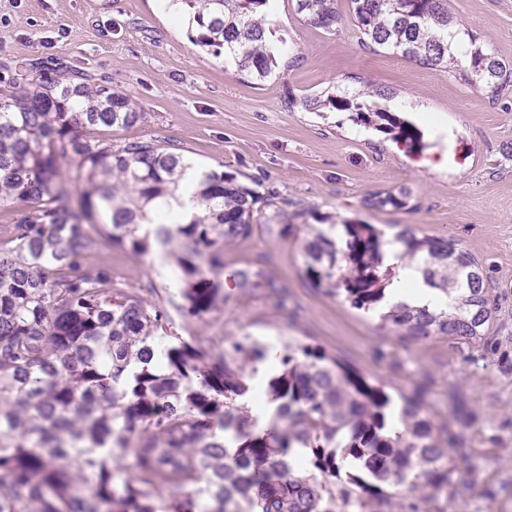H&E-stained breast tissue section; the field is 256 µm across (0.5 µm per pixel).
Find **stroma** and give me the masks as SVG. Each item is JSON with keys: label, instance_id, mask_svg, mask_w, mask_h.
Returning <instances> with one entry per match:
<instances>
[{"label": "stroma", "instance_id": "obj_1", "mask_svg": "<svg viewBox=\"0 0 512 512\" xmlns=\"http://www.w3.org/2000/svg\"><path fill=\"white\" fill-rule=\"evenodd\" d=\"M338 8L342 22L329 32L298 14L294 0H277L268 41L278 65L256 81L196 46L186 13L162 0H0V97L50 68L84 72L130 95L145 114L140 126L113 128V144L172 143L254 189L261 217L225 248L224 304L203 318L173 310L180 296L171 271L148 257L112 247L86 263L133 288L162 286L182 335L304 341L378 378L392 396L423 393L435 427L459 450L464 480L430 512H512V80L479 92L452 73L369 47L349 0ZM448 12L512 69V0H448ZM366 87L380 108L400 100L447 118L455 133L447 171L425 166L431 141L410 149L356 123L352 112L306 105ZM401 191L406 206L367 204ZM270 200L285 203L292 235L266 232ZM357 222L453 239L482 264L491 311L483 339L406 342L380 319L312 288L302 273L305 225ZM249 264L264 266L283 295L232 288L234 272Z\"/></svg>", "mask_w": 512, "mask_h": 512}]
</instances>
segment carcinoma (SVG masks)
I'll return each instance as SVG.
<instances>
[{
	"label": "carcinoma",
	"instance_id": "cac0c4a2",
	"mask_svg": "<svg viewBox=\"0 0 512 512\" xmlns=\"http://www.w3.org/2000/svg\"><path fill=\"white\" fill-rule=\"evenodd\" d=\"M212 48L259 81L277 65L266 41L269 0H171ZM297 13L332 30L337 0H295ZM370 44L476 90L496 91L506 70L461 34L448 0H349ZM357 97L309 101L352 109L361 122L409 147L418 129ZM145 117L129 95L72 71L43 76L0 104V208L32 210L0 232V512H424L459 475L448 441L416 397L396 403L378 380L326 351L288 341L266 386H251L265 348L224 339L215 355L188 340L141 288L85 258L105 247L163 251L181 309L202 317L224 302V246L248 236L256 193L203 170L174 147L133 139L117 149L105 128ZM200 207L169 219V199ZM372 224L313 227L301 242L307 278L365 313L387 298L396 267L384 264ZM440 311L396 302L381 314L403 339L478 340L489 320L482 265L451 239L397 234ZM243 293L280 290L259 265L235 272ZM275 405L258 426L247 396Z\"/></svg>",
	"mask_w": 512,
	"mask_h": 512
}]
</instances>
